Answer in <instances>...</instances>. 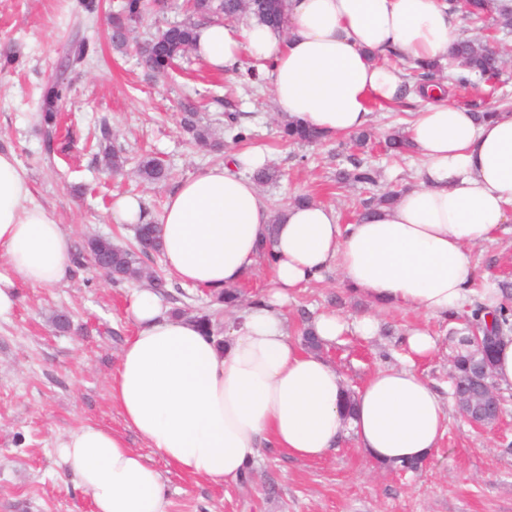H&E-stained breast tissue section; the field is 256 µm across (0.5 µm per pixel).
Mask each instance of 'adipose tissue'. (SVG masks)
<instances>
[{"mask_svg": "<svg viewBox=\"0 0 512 512\" xmlns=\"http://www.w3.org/2000/svg\"><path fill=\"white\" fill-rule=\"evenodd\" d=\"M288 26L250 21L200 27L197 55L223 69L248 52L266 67L277 112L333 137L366 127L369 103L391 102L400 71L380 65L393 50L442 62L456 38L447 0H286ZM421 158L414 186L365 220L339 224L334 208L288 204L272 212L234 163L203 169L168 196L159 219L162 255L179 281L217 293L251 275L271 218L278 232L271 297L243 308L225 338L204 336L191 318L163 309L157 293L135 292L111 400L127 426L175 468L233 482L260 448L316 460L353 435L357 449L386 464L425 460L438 448L449 409L407 366L376 370L343 406L346 387L321 353L288 336L279 307L290 293L338 270L373 306L431 318L471 303L477 268L468 248L512 222V112L488 118L433 91L405 129ZM13 278L50 287L72 266L69 238L33 199L10 151H0V259ZM62 463L95 512H166L160 473L122 434L87 424L57 444Z\"/></svg>", "mask_w": 512, "mask_h": 512, "instance_id": "ef3b65f1", "label": "adipose tissue"}]
</instances>
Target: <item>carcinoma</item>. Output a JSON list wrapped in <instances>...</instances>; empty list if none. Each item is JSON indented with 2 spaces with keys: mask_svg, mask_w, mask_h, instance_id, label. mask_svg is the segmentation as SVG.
<instances>
[{
  "mask_svg": "<svg viewBox=\"0 0 512 512\" xmlns=\"http://www.w3.org/2000/svg\"><path fill=\"white\" fill-rule=\"evenodd\" d=\"M495 0H467L469 16L482 20L491 14L500 19L499 26L505 34L512 33V9L507 5H494ZM285 0H188L189 17L158 30L151 39L138 45V54L148 69L162 74L174 62L191 52L196 45L197 29L210 22H226L242 17L257 18L263 23L279 28L284 23ZM154 11L151 0H126L121 13L112 19V46L118 50L128 46L127 34L133 24ZM95 48L86 39L70 40L64 47L59 68L70 70L89 61ZM448 64H456L460 72L455 84L466 86L476 79L491 80L500 75L505 67L504 52L494 51L488 44L466 37L458 39L448 55ZM439 69V63L413 61L411 70L414 86L421 88L431 83L432 76ZM65 94V88L59 81L47 84L43 94L42 119L49 125L56 119L55 104ZM183 128L191 135V140L200 148L214 149L220 142L213 136L211 127L202 123L197 107L192 102L183 105L181 117ZM281 137L291 143L311 144L323 139L318 131L303 123L288 119L280 126ZM137 173L146 183H155L169 178L170 169L153 157H144L138 162ZM338 179L348 184H369L377 182L373 169L359 160L351 162V167L338 172ZM135 244L126 248L116 244L112 238L93 236L84 240L75 248V263L82 265L93 256H102L109 262L112 283L120 285L126 282H137L146 285L157 293L165 291L167 282L147 267L144 259L151 252H159L162 245L158 222L151 219L139 224L134 229ZM503 300L492 310L494 316L493 331L512 330V296L508 285H502ZM218 310L198 312L193 319L198 323L206 336L218 335ZM463 349L454 360L457 378L469 383L470 372L476 367V359L480 352L471 342L470 337L462 338Z\"/></svg>",
  "mask_w": 512,
  "mask_h": 512,
  "instance_id": "obj_1",
  "label": "carcinoma"
}]
</instances>
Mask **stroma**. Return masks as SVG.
<instances>
[{
  "label": "stroma",
  "instance_id": "obj_1",
  "mask_svg": "<svg viewBox=\"0 0 512 512\" xmlns=\"http://www.w3.org/2000/svg\"><path fill=\"white\" fill-rule=\"evenodd\" d=\"M124 0H0V150L16 155L36 201L57 218L72 243L92 236L112 237L127 246L130 226L112 223L116 195L141 197L153 218H160L169 194L197 172L222 164L225 157L261 151L276 167V180L259 190L273 210L305 195L335 208L342 224L355 222L362 202L387 191L400 192L414 182L415 151L392 155L386 139L404 127L422 103L407 95L393 103H372L374 136L356 147L341 135L310 146L280 141L281 116L273 105L270 77L250 79L253 63L241 56L231 68L215 69L196 54L181 59L169 77L155 78L134 51L118 52L108 38V22ZM88 39L94 58L62 72L55 64L67 41ZM68 87L57 126L39 117L49 80ZM512 94V63L501 80L480 88H453L449 101L461 108L499 107L502 93ZM192 99L223 143L218 152L194 146L180 127L181 103ZM235 112L248 133L235 143L225 133V113ZM109 138H102V131ZM126 157L125 173L112 177L104 147ZM160 159L171 171L164 182L147 184L135 175L141 157ZM378 172L376 186L342 185L336 173L350 158ZM479 270L478 293L512 284V233L471 250ZM147 264L167 278L163 307L208 308L210 292L169 276L163 256ZM0 288L13 289L15 305L0 317V512H94L75 478L62 465L55 445L86 424L124 433L128 445L162 476L166 512H512V390L501 391L503 417L475 429L450 409L448 429L439 448L419 471H402L363 455L353 437L325 458L302 462L276 448L261 449L249 480L214 483L181 473L134 431L128 430L111 400V380L134 326L126 315L138 284L113 287L93 268L73 267L60 283L46 288L13 284L8 264L0 260ZM67 313L68 330L53 327L55 314ZM288 334L300 338L317 315L333 312L352 320L375 314L374 335L345 333L323 348L347 388L358 389L377 369L414 363L442 395L451 392L452 362L466 334L469 308L449 322L429 319L409 308L373 312L362 297L345 289L330 270L321 280L291 294L282 308ZM414 326L437 336L436 350L411 359L402 336Z\"/></svg>",
  "mask_w": 512,
  "mask_h": 512
}]
</instances>
